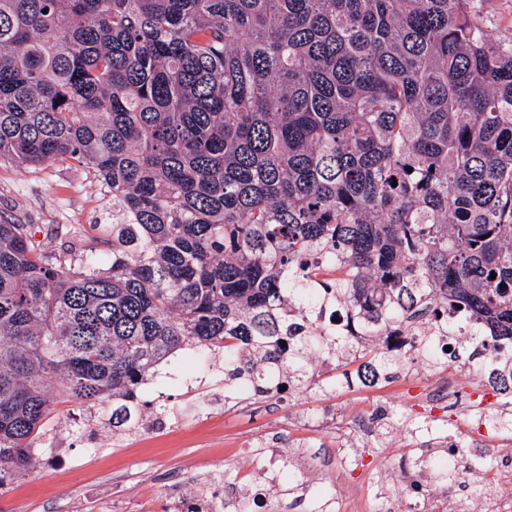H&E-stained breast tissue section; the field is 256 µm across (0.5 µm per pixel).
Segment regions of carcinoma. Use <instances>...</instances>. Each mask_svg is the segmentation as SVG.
Instances as JSON below:
<instances>
[{
	"label": "carcinoma",
	"mask_w": 512,
	"mask_h": 512,
	"mask_svg": "<svg viewBox=\"0 0 512 512\" xmlns=\"http://www.w3.org/2000/svg\"><path fill=\"white\" fill-rule=\"evenodd\" d=\"M58 161L112 195L73 228L112 261L0 222V486L56 398L128 421L184 345L224 346L226 403L313 342L394 377L290 342L313 253L368 331L437 297L512 339V38L474 0H0V162Z\"/></svg>",
	"instance_id": "carcinoma-1"
}]
</instances>
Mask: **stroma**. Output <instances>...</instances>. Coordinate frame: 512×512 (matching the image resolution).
I'll return each instance as SVG.
<instances>
[{
    "mask_svg": "<svg viewBox=\"0 0 512 512\" xmlns=\"http://www.w3.org/2000/svg\"><path fill=\"white\" fill-rule=\"evenodd\" d=\"M34 225L38 238L67 247L71 226L108 224L112 207L87 170L66 163H0V217ZM424 363L375 387L319 383L290 398L265 396L198 417L187 389L162 379L137 394L138 412L168 408L164 429L130 421L106 425L111 403L88 408L60 403L35 440L34 466L0 489V512H166L170 500L207 486L217 498L252 495L266 482L261 449H278L309 475L304 489L280 482L257 512H314L319 500L341 498L346 512H382L379 500L352 496L369 480L401 468L403 447H421L422 426L454 433L446 404L427 397ZM355 438L343 463L338 436Z\"/></svg>",
    "mask_w": 512,
    "mask_h": 512,
    "instance_id": "stroma-1",
    "label": "stroma"
}]
</instances>
